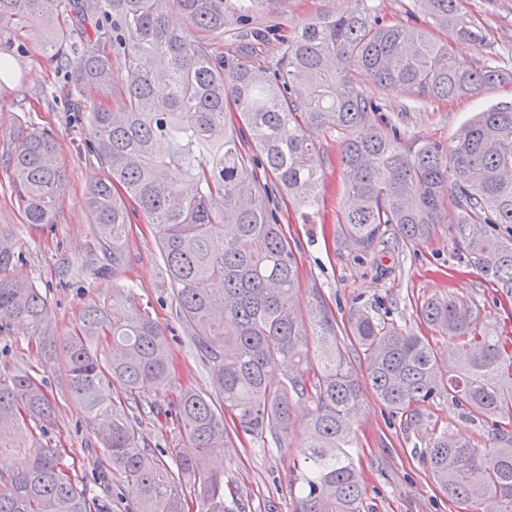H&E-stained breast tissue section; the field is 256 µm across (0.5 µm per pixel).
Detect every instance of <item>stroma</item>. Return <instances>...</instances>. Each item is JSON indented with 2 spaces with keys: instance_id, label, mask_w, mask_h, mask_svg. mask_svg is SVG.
I'll return each instance as SVG.
<instances>
[{
  "instance_id": "35a3bbf8",
  "label": "stroma",
  "mask_w": 512,
  "mask_h": 512,
  "mask_svg": "<svg viewBox=\"0 0 512 512\" xmlns=\"http://www.w3.org/2000/svg\"><path fill=\"white\" fill-rule=\"evenodd\" d=\"M358 7L357 0H280L274 10L253 20L254 26L272 25L277 30L269 43L261 45V59L276 65L284 50L282 42L295 27L326 13H349ZM462 7L482 23L487 42L481 47L456 44V53L472 66L496 67L507 80L475 97L414 104L405 95L385 94L373 84H364L365 94L381 101L385 117L406 138L451 147L472 113L512 101V0H462ZM0 58L9 59L14 68L13 77L0 83V149L9 145L17 126L51 127L57 135L66 182L56 223L29 224L15 200L9 173L0 170V230L8 234L14 255L7 271L41 289L50 323L45 337L30 335L28 327L17 321L0 325V375L26 370L44 380L57 403L56 423L45 440L61 450L82 478L96 471L100 449L69 393L63 345L80 325L87 304L111 301L118 289L133 288L170 339L173 363L167 384L141 392L142 399L155 403L157 410L134 421L147 447L179 444V429L167 411L185 387L212 392L211 375L177 314L156 229L139 208L129 209L125 265L115 275L99 273L102 260L87 197L106 169L86 147L90 129L77 123L74 109L68 106L59 64L45 54L41 36L33 31L0 35ZM316 138L323 146L316 163L323 172L324 187L312 223H302L299 209L286 198L277 195L272 200L296 254L300 306H307L309 291L316 287L339 328H346L351 311L364 309L385 322L432 338L448 355L454 340L435 334L417 312L427 299L452 296L479 307L482 326L512 336V296L503 294L469 264L447 227H440L431 240L417 247L388 250L376 258L340 243L337 218L349 204L342 177L343 135L332 129L317 133ZM379 263L392 267L390 277L377 276ZM306 409L302 402L294 408L287 448L232 432L224 450V496L237 501L240 512H294L293 461L295 448L303 440ZM419 411L420 419L408 425L392 416L372 390L363 394L355 424L354 458L364 473L371 512H466L464 506L449 502L439 492L422 452L444 430L489 448L495 442L494 428L485 417L463 410L442 395L421 404ZM93 496L107 512H131L139 499L135 484L112 473L98 478Z\"/></svg>"
}]
</instances>
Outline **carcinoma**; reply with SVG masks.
<instances>
[{
	"label": "carcinoma",
	"instance_id": "carcinoma-1",
	"mask_svg": "<svg viewBox=\"0 0 512 512\" xmlns=\"http://www.w3.org/2000/svg\"><path fill=\"white\" fill-rule=\"evenodd\" d=\"M278 0H0V33L42 29L45 50L67 73L70 94L108 100L86 113L89 149L106 167L88 204L101 247L122 268L134 203L155 225L179 317L211 365V396L182 389L174 419L183 445L156 452L141 445L131 415L140 392L166 385L171 344L132 289L84 307L67 337L68 389L88 418L106 462L137 484L134 512H185L183 486L199 485V512H233L224 498L229 413L242 432L269 433L288 446L293 403H308L306 435L296 450L300 485L295 512H364L365 488L353 457L354 424L364 388L391 412L448 395L461 408L512 419V338L477 330L481 312L453 297L430 299L418 317L458 340L446 360L426 337L365 311L350 317L353 348L365 361L357 376L320 289H312L314 329L298 312V265L266 179L298 208L318 205L322 174L312 165L320 144L311 132L344 131L341 162L353 206L341 212L339 239L373 253L387 228L396 245L430 240L450 201L458 212L449 235L489 282L512 294V102L476 113L454 144L404 139L362 85L418 99L461 97L503 79L474 68L448 39L485 45L460 0H414L428 27L386 23L366 8L323 14L286 40L275 69L253 57L268 30L251 28L239 55L226 59L191 39L187 27L224 32L232 7L244 23ZM178 15L184 25L172 22ZM95 23V38L83 23ZM126 80L113 83L112 55ZM251 138L255 154L241 142ZM3 163L29 224H53L64 174L55 134L18 127ZM191 179L192 195L180 181ZM47 302L31 282L0 276V322L48 330ZM317 344L318 357L311 356ZM117 390L121 396L112 397ZM56 407L28 371L0 377V512H92L91 488L72 479L59 449L43 435ZM423 456L439 491L472 512H512V435L479 448L442 431Z\"/></svg>",
	"mask_w": 512,
	"mask_h": 512
}]
</instances>
